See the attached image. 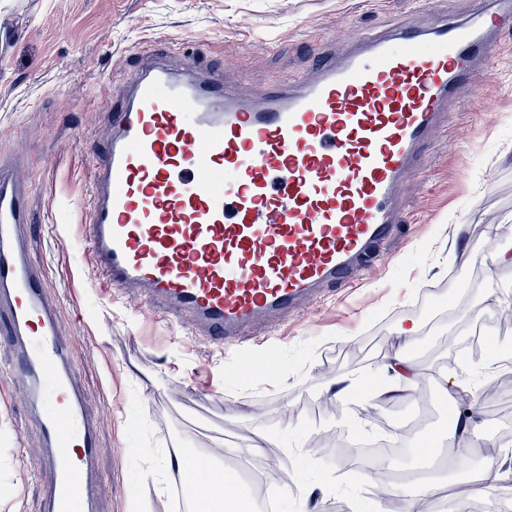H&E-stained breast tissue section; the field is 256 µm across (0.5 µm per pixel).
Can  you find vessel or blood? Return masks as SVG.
Listing matches in <instances>:
<instances>
[{
    "label": "vessel or blood",
    "mask_w": 512,
    "mask_h": 512,
    "mask_svg": "<svg viewBox=\"0 0 512 512\" xmlns=\"http://www.w3.org/2000/svg\"><path fill=\"white\" fill-rule=\"evenodd\" d=\"M510 24L512 0H475L471 18L430 29L389 24L260 96L146 54L120 110L103 112V152L90 154L96 275L219 342L307 309L328 284L360 281L371 248L402 223V190L425 169L434 133ZM26 193L0 165V333L9 375L40 414L45 512H94L98 421L28 251ZM183 471L189 499L240 497L236 480L213 488L201 459L185 458Z\"/></svg>",
    "instance_id": "vessel-or-blood-1"
}]
</instances>
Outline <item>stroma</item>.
<instances>
[{
    "mask_svg": "<svg viewBox=\"0 0 512 512\" xmlns=\"http://www.w3.org/2000/svg\"><path fill=\"white\" fill-rule=\"evenodd\" d=\"M416 0H0V162L30 188L29 249L89 411L99 416L95 512H182L172 481L148 467L172 448L233 465L256 512H378L392 494L383 474L415 469L409 455L382 469L339 462L334 440L374 434L417 447L408 422L448 433V408L472 414L482 438L464 465L434 469V483L466 500L435 497L430 512H512V490L480 493L481 468H512V390L477 407L459 400L512 377V26L488 75L467 90L430 166L405 190L406 213L361 283L328 287L308 311L264 321L230 345L173 321L137 292H111L85 241L87 149L103 134L101 110L119 107L124 76L148 52L180 73L224 71L259 94L282 78L312 75L359 29L413 15ZM475 258L462 262L463 247ZM416 326L413 341L399 326ZM498 342L506 360L464 361L466 337ZM403 354L423 375L411 397L378 407ZM446 379L439 388L438 379ZM266 434L265 453L249 447ZM39 424L16 383L0 376V512H44Z\"/></svg>",
    "mask_w": 512,
    "mask_h": 512,
    "instance_id": "35a3bbf8",
    "label": "stroma"
}]
</instances>
